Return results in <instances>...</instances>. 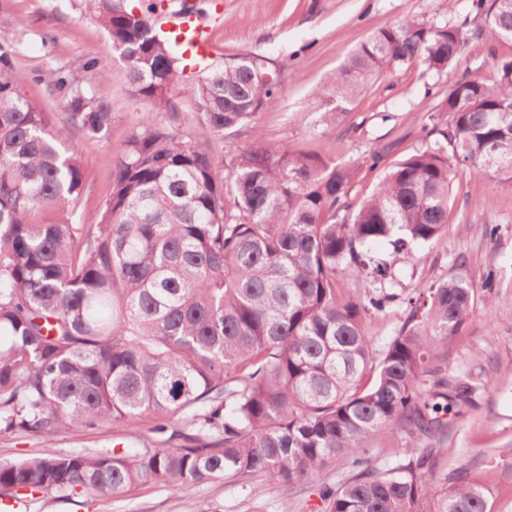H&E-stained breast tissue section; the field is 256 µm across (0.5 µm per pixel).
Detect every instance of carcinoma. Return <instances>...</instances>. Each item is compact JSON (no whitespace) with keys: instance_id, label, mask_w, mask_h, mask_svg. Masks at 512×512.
<instances>
[{"instance_id":"1","label":"carcinoma","mask_w":512,"mask_h":512,"mask_svg":"<svg viewBox=\"0 0 512 512\" xmlns=\"http://www.w3.org/2000/svg\"><path fill=\"white\" fill-rule=\"evenodd\" d=\"M83 4L127 66L133 95L168 107L184 61L156 32L155 7ZM470 36L512 42V0H491L483 28L407 19L378 29L314 90L321 122L335 124L390 69L463 64ZM265 61L232 57L182 88L213 137L257 129L279 100V77L254 75ZM491 68L490 81L464 71L437 105L436 137L393 164L352 214L347 164L257 135L224 173L204 146L147 113L113 164L112 193L93 223L32 224V212L82 191L80 162L62 143L73 130L111 138L112 112L73 73L48 70L39 79L67 108L66 125H52L21 94L0 45V431L50 442L65 430L148 417L165 437L134 454L0 462V492L185 493L260 473L285 494L317 485L323 512H492L490 487L468 470L438 472L429 446L478 390L468 376L448 383L437 364L478 291L451 274L396 292L389 263L371 251L386 241L408 253L438 238L460 167L512 189V59L494 57ZM345 277L361 282L364 299L339 298ZM398 303L404 321L378 351L362 320ZM188 415L193 432L172 428ZM383 429L409 441L381 469L367 443ZM336 456L350 461L351 475L318 482Z\"/></svg>"}]
</instances>
